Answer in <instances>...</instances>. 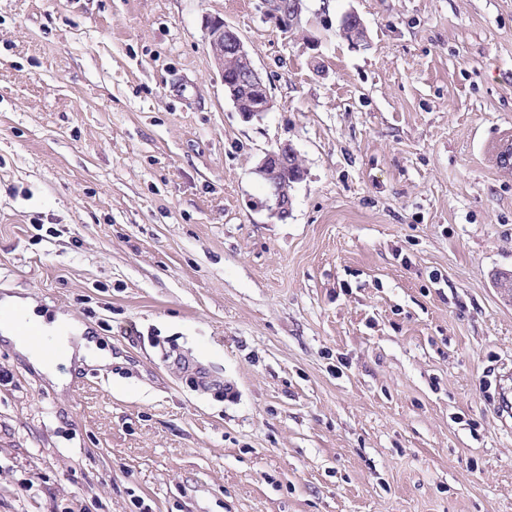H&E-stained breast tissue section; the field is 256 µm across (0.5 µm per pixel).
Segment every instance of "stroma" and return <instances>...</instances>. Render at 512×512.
<instances>
[{"instance_id":"1","label":"stroma","mask_w":512,"mask_h":512,"mask_svg":"<svg viewBox=\"0 0 512 512\" xmlns=\"http://www.w3.org/2000/svg\"><path fill=\"white\" fill-rule=\"evenodd\" d=\"M305 4L0 0V298L112 356L0 338V512H512V0ZM267 16L284 29L294 28L302 22V5L298 1L286 4L284 0H266ZM207 36L214 61L218 67L225 94L238 112L247 119L260 117L270 107L271 101L263 77L237 31L222 20H210L206 24ZM239 60L241 68L237 69ZM225 69L229 70L228 72ZM249 99L255 102L251 103ZM256 172L264 180L273 197L274 203L269 206L271 217L286 219L292 205L289 190L293 183L302 180L305 175L297 151L288 143L278 145L266 154ZM4 304L8 306L14 305L23 308L25 316L38 321L43 328L54 335L51 336L53 339L67 341L69 335H73L79 344V350L77 353L79 361L84 359L86 363L98 364H104L109 361L108 354L106 352L97 349L94 346H91L90 348L86 347V341L81 339L83 330L77 323L67 322L61 317H58L56 320L49 323L43 318L42 315L36 314L34 305L26 304L18 298L6 297Z\"/></svg>"}]
</instances>
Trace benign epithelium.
Returning a JSON list of instances; mask_svg holds the SVG:
<instances>
[{"instance_id": "1", "label": "benign epithelium", "mask_w": 512, "mask_h": 512, "mask_svg": "<svg viewBox=\"0 0 512 512\" xmlns=\"http://www.w3.org/2000/svg\"><path fill=\"white\" fill-rule=\"evenodd\" d=\"M266 3L267 16L280 27L289 29L301 24L303 11L298 0H293L289 4L284 0H266ZM206 29L225 94L236 110L246 118L261 116L270 107L269 93L239 34L233 27L218 19L208 21ZM226 53L241 64V68L233 75L224 70ZM256 172L264 180L273 197V205L269 206L270 215L279 220L286 219L292 205L290 188L305 175L297 151L288 143L278 145L266 154Z\"/></svg>"}]
</instances>
